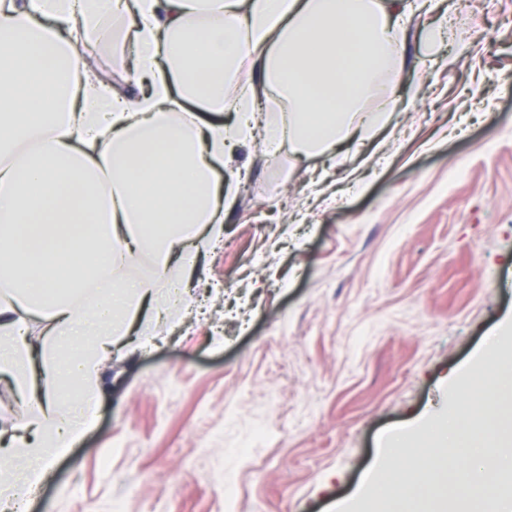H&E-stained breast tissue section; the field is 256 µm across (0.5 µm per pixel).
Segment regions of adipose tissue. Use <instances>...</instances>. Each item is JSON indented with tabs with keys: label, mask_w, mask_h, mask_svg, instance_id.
<instances>
[{
	"label": "adipose tissue",
	"mask_w": 512,
	"mask_h": 512,
	"mask_svg": "<svg viewBox=\"0 0 512 512\" xmlns=\"http://www.w3.org/2000/svg\"><path fill=\"white\" fill-rule=\"evenodd\" d=\"M403 0H0V374L26 400L20 434L0 466V505L22 506L63 442L88 427L103 357L127 336L150 339L145 303L181 300L185 274L219 239L235 196L221 169L261 138L317 157L369 141L397 106L406 64ZM110 40L132 52L125 72L148 91L104 87L83 53ZM257 84L236 87L243 64ZM287 110H260L258 85ZM232 112L235 124L188 122L185 104ZM150 256L151 276L118 278ZM42 317V347L27 318ZM64 379L60 391L47 382ZM438 449L471 436L495 455H472L469 484L501 473L489 512H512V407L496 421L448 416ZM410 444L388 442L372 507L398 500L415 467L396 471Z\"/></svg>",
	"instance_id": "ef3b65f1"
}]
</instances>
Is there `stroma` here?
<instances>
[{"label": "stroma", "instance_id": "obj_1", "mask_svg": "<svg viewBox=\"0 0 512 512\" xmlns=\"http://www.w3.org/2000/svg\"><path fill=\"white\" fill-rule=\"evenodd\" d=\"M406 90L374 140L260 145L185 306L102 364L88 430L27 512H336L381 439L419 447L512 355V0H414ZM360 179L362 192L352 190Z\"/></svg>", "mask_w": 512, "mask_h": 512}]
</instances>
